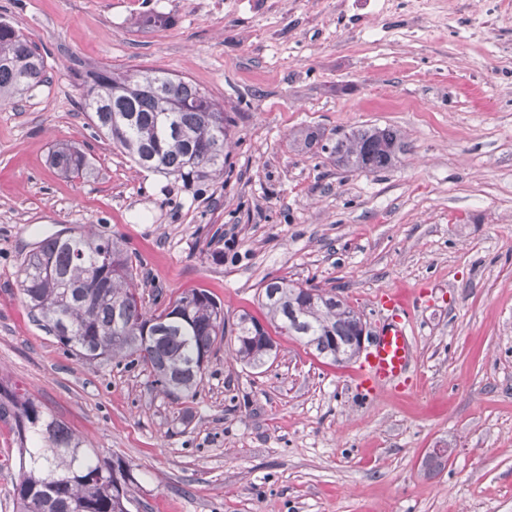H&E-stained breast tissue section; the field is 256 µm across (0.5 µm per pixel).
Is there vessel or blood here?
Segmentation results:
<instances>
[{"instance_id":"b4317fda","label":"vessel or blood","mask_w":512,"mask_h":512,"mask_svg":"<svg viewBox=\"0 0 512 512\" xmlns=\"http://www.w3.org/2000/svg\"><path fill=\"white\" fill-rule=\"evenodd\" d=\"M381 301L390 316L373 348L366 353L359 374L360 387L369 393L386 383H407L412 364V342L407 334V323L414 302L394 290L384 291Z\"/></svg>"}]
</instances>
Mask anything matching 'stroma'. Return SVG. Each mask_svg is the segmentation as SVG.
<instances>
[{"instance_id": "obj_1", "label": "stroma", "mask_w": 512, "mask_h": 512, "mask_svg": "<svg viewBox=\"0 0 512 512\" xmlns=\"http://www.w3.org/2000/svg\"><path fill=\"white\" fill-rule=\"evenodd\" d=\"M48 79L0 105V385L124 461L130 512H512V4L493 0H0ZM154 69L221 104L223 177L142 170L92 126L76 70ZM393 127L391 169L348 172L337 133ZM314 133L310 148L300 134ZM78 146L86 175L50 163ZM71 230L122 240L147 311L203 289L262 317L283 278L335 290L377 336L418 296L415 387L359 393L360 359L291 336L262 368L214 345L195 396L87 360L29 316L20 265ZM0 418V512L17 445Z\"/></svg>"}]
</instances>
